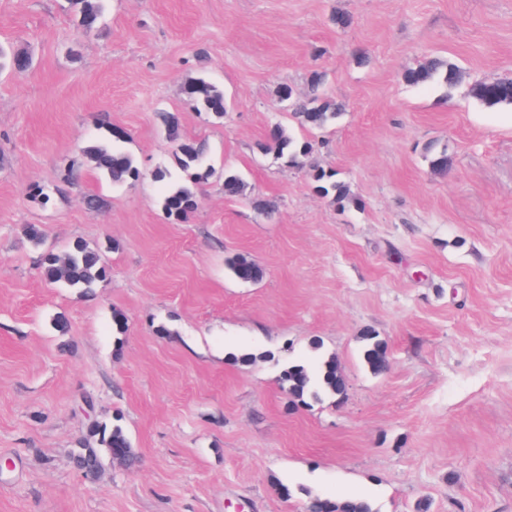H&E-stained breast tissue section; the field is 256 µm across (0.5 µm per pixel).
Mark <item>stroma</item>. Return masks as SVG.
<instances>
[{
	"instance_id": "1",
	"label": "stroma",
	"mask_w": 512,
	"mask_h": 512,
	"mask_svg": "<svg viewBox=\"0 0 512 512\" xmlns=\"http://www.w3.org/2000/svg\"><path fill=\"white\" fill-rule=\"evenodd\" d=\"M104 4L84 36L68 0H0V46L31 58L0 71V512H303L311 495L374 512H512V108L468 92L512 79V0ZM428 55L464 70L450 99L402 80ZM314 70L347 105L303 134L356 198L343 209L258 149L290 120L280 88L305 92ZM197 78L223 88V120L187 103ZM161 110L206 141L214 170L184 222L151 178H186ZM111 126L142 178L114 185L85 167L70 180ZM430 144L447 148V173L430 169ZM228 169L242 196H225ZM87 195L107 208L87 209ZM272 196L275 215L255 208ZM78 239L108 268L90 296L39 269L43 249ZM238 254L260 281L230 276ZM366 330L386 345L383 375L361 360ZM315 341L347 391L296 406L282 372ZM243 350L259 360L234 363ZM93 420L126 431L138 468L74 470Z\"/></svg>"
}]
</instances>
